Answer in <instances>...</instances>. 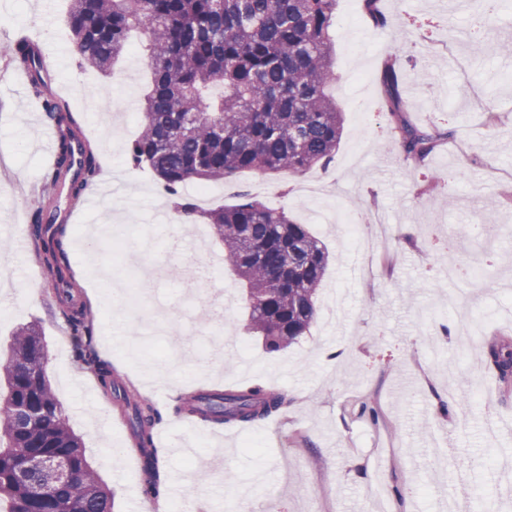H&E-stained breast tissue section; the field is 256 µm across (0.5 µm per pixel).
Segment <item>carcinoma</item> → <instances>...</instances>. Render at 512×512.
Segmentation results:
<instances>
[{"label": "carcinoma", "mask_w": 512, "mask_h": 512, "mask_svg": "<svg viewBox=\"0 0 512 512\" xmlns=\"http://www.w3.org/2000/svg\"><path fill=\"white\" fill-rule=\"evenodd\" d=\"M338 0H72L70 27L81 61L100 71L128 46V32L146 37L153 87L129 162L148 165L171 196L181 224H191L197 205L181 188L196 181H228L240 171L303 173L330 164L342 134V113L326 88L336 79L329 28ZM366 15L383 27L380 0H363ZM30 78L45 121L56 129L57 149L41 202L28 225L41 265L51 276L60 312L77 357L107 394H115L128 419L146 491L160 494L161 452L153 438L160 419L155 405L118 384L112 364L92 349L91 307L75 299L77 287L65 248L67 224L61 201L75 208L101 170V157L85 139L78 117L46 87L40 49L22 36L7 49ZM405 68L393 55L380 76V111L390 142L420 166L455 139V130L407 117ZM210 212L224 243V259L246 287L248 329L270 352L305 335L317 313L328 252L304 224L270 208L251 193ZM499 380L512 383V343L489 350ZM42 329L24 325L0 355V512H113L111 490L94 473L81 439L62 417L48 383ZM288 395L262 385L196 391L182 412L202 421L242 429L288 406ZM37 413L25 422L18 408ZM64 460L69 476L49 480L32 460Z\"/></svg>", "instance_id": "carcinoma-1"}]
</instances>
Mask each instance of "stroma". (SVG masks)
I'll return each mask as SVG.
<instances>
[{
    "label": "stroma",
    "mask_w": 512,
    "mask_h": 512,
    "mask_svg": "<svg viewBox=\"0 0 512 512\" xmlns=\"http://www.w3.org/2000/svg\"><path fill=\"white\" fill-rule=\"evenodd\" d=\"M379 28L357 0H339L331 35L336 79L328 92L343 111L334 161L304 174L239 173L211 183L209 210L237 202L238 187L308 225L330 256L318 312L297 343L271 353L249 333L247 296L227 269L212 225L180 227L163 184L127 164L140 132L151 78L144 37L108 73L82 67L66 24L70 0H0V343L23 324L44 332L46 373L85 455L112 490L114 512H138L141 472L130 428L115 397L76 359L66 322L45 285L28 234L54 142L41 105L7 49L19 33L65 62L48 69V89L64 97L103 176L122 172L115 193L95 208L69 211V257L78 294L95 311L92 346L161 412L164 509L149 512H512V482L496 470L512 456V391L487 358L512 339V0L484 25L487 51L473 56L461 37L470 10L438 0H383ZM412 57L403 96L413 118L455 128L432 159L455 169L454 183L386 146L377 109L379 76L390 55ZM497 113L498 125L487 123ZM470 144L467 158L457 146ZM429 167V168H430ZM497 227L482 224L488 209ZM455 236L464 258L486 269L461 285L444 276L441 250ZM38 287L37 301L22 291ZM475 321L472 340L441 337L438 326ZM339 350L330 361L327 353ZM262 384L289 404L252 429L213 426L176 414L202 388ZM454 429L447 444L439 428Z\"/></svg>",
    "instance_id": "1"
}]
</instances>
